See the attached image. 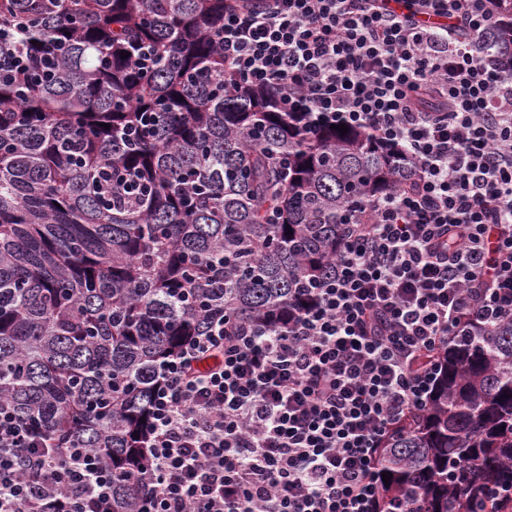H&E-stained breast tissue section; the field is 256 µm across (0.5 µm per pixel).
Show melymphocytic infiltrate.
Returning <instances> with one entry per match:
<instances>
[{"label": "lymphocytic infiltrate", "instance_id": "1", "mask_svg": "<svg viewBox=\"0 0 512 512\" xmlns=\"http://www.w3.org/2000/svg\"><path fill=\"white\" fill-rule=\"evenodd\" d=\"M489 0H229L224 79L360 127L410 188L369 199L276 325L220 318L159 371L140 512H375L382 439L448 344L512 320V57ZM0 512H112V470L0 408Z\"/></svg>", "mask_w": 512, "mask_h": 512}]
</instances>
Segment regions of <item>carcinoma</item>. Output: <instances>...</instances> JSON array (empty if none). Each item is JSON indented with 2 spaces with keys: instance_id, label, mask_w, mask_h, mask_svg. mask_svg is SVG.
I'll use <instances>...</instances> for the list:
<instances>
[{
  "instance_id": "obj_1",
  "label": "carcinoma",
  "mask_w": 512,
  "mask_h": 512,
  "mask_svg": "<svg viewBox=\"0 0 512 512\" xmlns=\"http://www.w3.org/2000/svg\"><path fill=\"white\" fill-rule=\"evenodd\" d=\"M224 2L0 0V407L98 452L112 512H138L163 361L218 315L298 306L364 200L411 185L367 131L308 133L224 82ZM490 8L486 47L511 55L512 0ZM439 365L382 443L377 512H474L512 487V322Z\"/></svg>"
}]
</instances>
